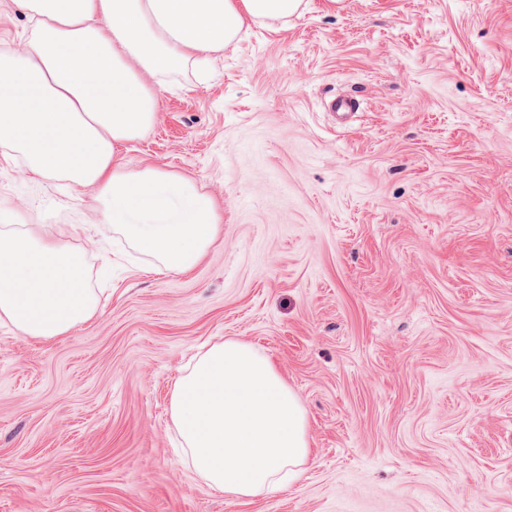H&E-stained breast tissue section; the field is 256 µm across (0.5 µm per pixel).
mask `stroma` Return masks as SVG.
Returning <instances> with one entry per match:
<instances>
[{
	"label": "stroma",
	"mask_w": 512,
	"mask_h": 512,
	"mask_svg": "<svg viewBox=\"0 0 512 512\" xmlns=\"http://www.w3.org/2000/svg\"><path fill=\"white\" fill-rule=\"evenodd\" d=\"M119 152L203 185L221 234L152 272L92 189L0 155V225L82 251L100 297L50 340L0 322V512H512V0H307L205 81L169 74ZM228 338L308 419L303 477L247 504L170 417L175 378Z\"/></svg>",
	"instance_id": "35a3bbf8"
}]
</instances>
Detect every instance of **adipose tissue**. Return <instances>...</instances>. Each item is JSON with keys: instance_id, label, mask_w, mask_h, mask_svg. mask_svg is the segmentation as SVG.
Wrapping results in <instances>:
<instances>
[{"instance_id": "ef3b65f1", "label": "adipose tissue", "mask_w": 512, "mask_h": 512, "mask_svg": "<svg viewBox=\"0 0 512 512\" xmlns=\"http://www.w3.org/2000/svg\"><path fill=\"white\" fill-rule=\"evenodd\" d=\"M32 24L23 51L0 52V151L32 179L95 190L112 225L159 270L194 269L223 218L196 181L156 164L130 166L120 144L160 110L155 79L198 65L250 25L286 27L304 0H13ZM85 257L38 227L0 226V321L51 339L92 318L99 299ZM171 420L192 468L239 501L283 489L310 454L297 393L253 344L228 339L175 381Z\"/></svg>"}]
</instances>
